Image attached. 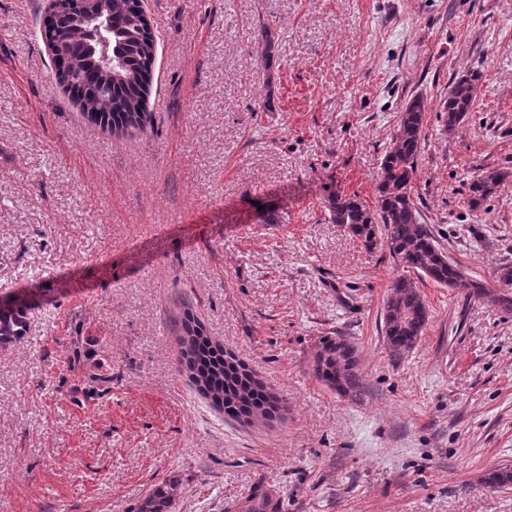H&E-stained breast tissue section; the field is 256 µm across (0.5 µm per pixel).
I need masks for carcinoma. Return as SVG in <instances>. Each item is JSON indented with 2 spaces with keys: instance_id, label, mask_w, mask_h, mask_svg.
Listing matches in <instances>:
<instances>
[{
  "instance_id": "carcinoma-1",
  "label": "carcinoma",
  "mask_w": 512,
  "mask_h": 512,
  "mask_svg": "<svg viewBox=\"0 0 512 512\" xmlns=\"http://www.w3.org/2000/svg\"><path fill=\"white\" fill-rule=\"evenodd\" d=\"M41 36L52 46L57 83L72 95L84 118L118 136L143 133L152 123L147 99L156 59V40L143 0H58L44 20ZM475 103L474 78L452 82L444 100L445 125L453 129L465 120ZM426 104L412 99L399 115L391 143L382 160L376 208L357 196L333 193L325 200L332 223L347 229L372 250L386 245L408 270L448 288L464 282L463 269L449 261L413 199L412 180L421 154ZM502 182L497 171L484 172L467 185V202L478 208ZM29 299L20 294L0 305V344L25 335ZM428 321L423 298L414 282L397 277L383 306V327L392 352L415 346ZM182 364L189 381L211 405L235 421L270 418L279 399L248 367L224 346L206 336L195 318L180 321ZM316 377L340 396L355 399L363 390L359 353L341 336L322 337L313 356ZM490 487L512 486V470L488 474ZM179 485L164 481L154 486L136 512H170Z\"/></svg>"
}]
</instances>
